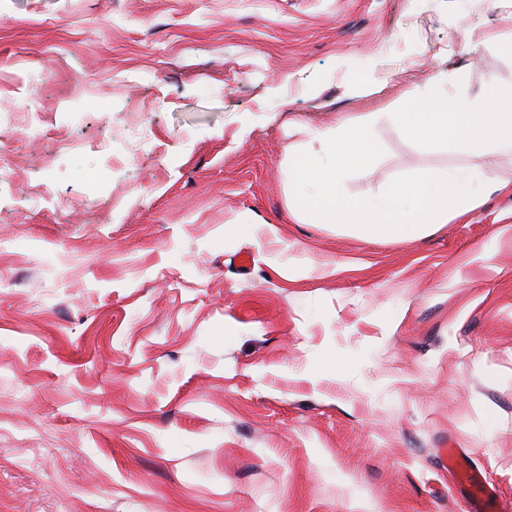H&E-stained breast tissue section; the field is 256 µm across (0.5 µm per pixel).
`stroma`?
<instances>
[{
    "mask_svg": "<svg viewBox=\"0 0 512 512\" xmlns=\"http://www.w3.org/2000/svg\"><path fill=\"white\" fill-rule=\"evenodd\" d=\"M512 0H0V512H512V193L423 239L298 221L288 131L365 112L354 197L512 146L392 117L512 88ZM70 148L42 156L41 133Z\"/></svg>",
    "mask_w": 512,
    "mask_h": 512,
    "instance_id": "obj_1",
    "label": "stroma"
}]
</instances>
